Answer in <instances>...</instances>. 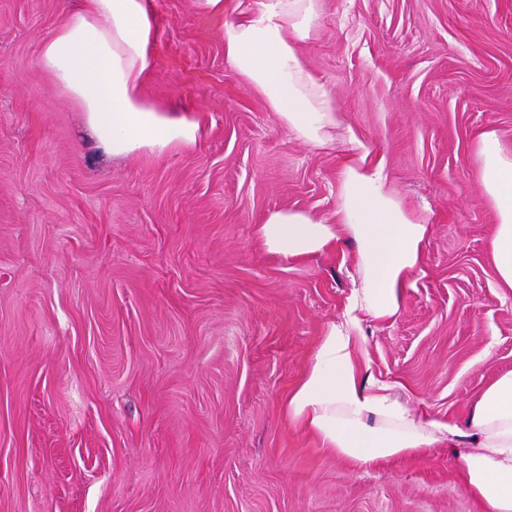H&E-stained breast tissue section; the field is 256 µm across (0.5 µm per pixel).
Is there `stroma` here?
<instances>
[{
  "instance_id": "obj_1",
  "label": "stroma",
  "mask_w": 512,
  "mask_h": 512,
  "mask_svg": "<svg viewBox=\"0 0 512 512\" xmlns=\"http://www.w3.org/2000/svg\"><path fill=\"white\" fill-rule=\"evenodd\" d=\"M228 11L155 0L144 96L200 126L102 155L38 64L60 0H0V512H481L441 444L354 471L281 405L341 315L356 245L267 253L268 211L334 221L349 133L430 236L375 375L464 418L512 370L479 133L512 147V0H322L309 71L350 131L315 148L224 55Z\"/></svg>"
}]
</instances>
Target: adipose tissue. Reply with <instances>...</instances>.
<instances>
[{
    "label": "adipose tissue",
    "mask_w": 512,
    "mask_h": 512,
    "mask_svg": "<svg viewBox=\"0 0 512 512\" xmlns=\"http://www.w3.org/2000/svg\"><path fill=\"white\" fill-rule=\"evenodd\" d=\"M319 0H247L224 26V53L298 138L325 145L348 119L306 67L301 47L314 35ZM155 0H81L64 10L43 42L39 64L83 114L106 155H161L198 141L199 125L143 95L154 67ZM341 168L335 223L299 209L268 212L257 234L268 252L306 259L346 237L357 245L355 282L338 321L324 331L310 366L283 405L289 422L355 468L414 457L447 443L458 451L467 491L482 512H512V371L494 378L464 419L402 398L401 381L374 376L362 358V325L400 310L402 290L420 269L430 229L414 222L390 189L383 164H370L351 138ZM481 182L497 224L491 254L498 281L512 289V149L496 131L477 139Z\"/></svg>",
    "instance_id": "adipose-tissue-1"
}]
</instances>
